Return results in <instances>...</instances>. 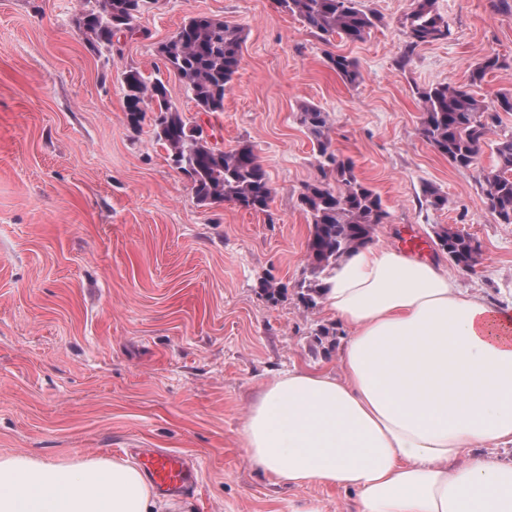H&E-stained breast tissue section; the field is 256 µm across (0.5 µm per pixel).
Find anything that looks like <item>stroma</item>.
<instances>
[{"label": "stroma", "instance_id": "obj_1", "mask_svg": "<svg viewBox=\"0 0 512 512\" xmlns=\"http://www.w3.org/2000/svg\"><path fill=\"white\" fill-rule=\"evenodd\" d=\"M492 2L436 0L451 34L405 63L398 21L411 0H364L381 24L365 41L329 45L274 0H158L137 19L140 36L108 59L77 28L81 0H0V456L132 460L162 448L198 464L180 512H291L302 501L353 512L352 492L291 487L251 467L241 437L276 374L336 367L348 334L324 305L299 301L311 230L299 195L318 175L299 107L328 113L333 149L381 195L390 218L374 242L395 246L409 227L444 264L436 229L468 233L482 255L457 272L461 287L512 302V224L497 223L482 190L491 150L455 168L421 137L416 95L466 84L494 54L503 66L476 94L512 92V8ZM200 14L245 35L224 110L208 117L157 53ZM330 52L357 62V85L327 67ZM132 67L161 76L212 144L254 145L268 211L197 203L154 113L129 122L122 74ZM426 182L447 196L444 209L421 206ZM269 281L279 299L265 294Z\"/></svg>", "mask_w": 512, "mask_h": 512}]
</instances>
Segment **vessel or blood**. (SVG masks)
<instances>
[{
    "label": "vessel or blood",
    "instance_id": "obj_1",
    "mask_svg": "<svg viewBox=\"0 0 512 512\" xmlns=\"http://www.w3.org/2000/svg\"><path fill=\"white\" fill-rule=\"evenodd\" d=\"M138 460L142 472L159 494L181 497L197 488L198 470L183 454L145 448L139 452Z\"/></svg>",
    "mask_w": 512,
    "mask_h": 512
}]
</instances>
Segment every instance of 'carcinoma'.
<instances>
[{"mask_svg":"<svg viewBox=\"0 0 512 512\" xmlns=\"http://www.w3.org/2000/svg\"><path fill=\"white\" fill-rule=\"evenodd\" d=\"M146 0H84L78 28L94 48L112 51L113 38L134 34L136 18ZM277 8L297 17L326 43L338 37L350 42L364 40L380 23V17L361 0H275ZM436 0H412L399 21L405 38V56L426 44L448 38V22L435 7ZM243 30L207 15L185 20L173 36L159 44L157 52L165 68L183 82L198 111H224V95L242 63ZM327 66L344 82L361 79L356 61L327 53ZM499 56L490 55L470 70L469 84L433 83L417 90L421 104L420 134L448 161L459 168L474 164L489 133L502 123L501 113L512 112V93L501 92L489 102L479 99L474 88L501 68ZM126 108L131 124L144 117L139 103L157 107L154 131L169 152L174 166L192 182L201 205L229 201L244 209L267 211L272 187L252 145L242 143L230 150L214 147L202 126L184 118L169 100L158 77L149 78L131 68L123 73ZM300 120L312 136L320 177L304 185L299 203L312 224L307 242L313 285L300 293V301L314 307L324 296L325 279L336 263L372 240L375 228L389 218L382 198L359 180L354 162L331 148L329 116L319 106H300ZM483 192L490 213L500 224H512V134L495 143V165L483 177ZM426 205L443 209L447 197L432 183L422 186ZM438 246L461 271L479 264L481 250L468 234L450 228L436 231Z\"/></svg>","mask_w":512,"mask_h":512,"instance_id":"1","label":"carcinoma"}]
</instances>
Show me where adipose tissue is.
<instances>
[{"label": "adipose tissue", "mask_w": 512, "mask_h": 512, "mask_svg": "<svg viewBox=\"0 0 512 512\" xmlns=\"http://www.w3.org/2000/svg\"><path fill=\"white\" fill-rule=\"evenodd\" d=\"M324 304L339 371L277 374L242 427L251 465L354 492L355 512H512V304L434 261L351 252ZM135 464L0 456V512H167Z\"/></svg>", "instance_id": "obj_1"}]
</instances>
